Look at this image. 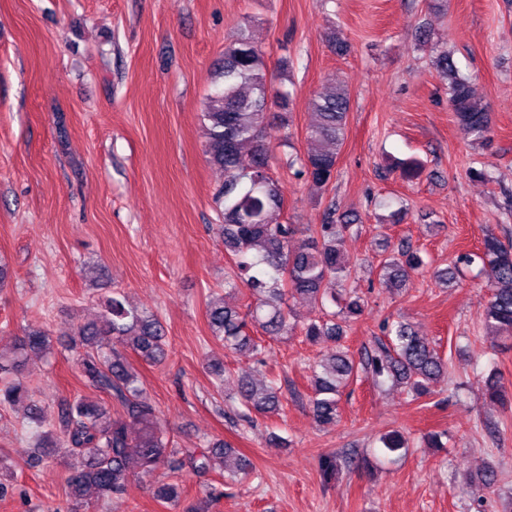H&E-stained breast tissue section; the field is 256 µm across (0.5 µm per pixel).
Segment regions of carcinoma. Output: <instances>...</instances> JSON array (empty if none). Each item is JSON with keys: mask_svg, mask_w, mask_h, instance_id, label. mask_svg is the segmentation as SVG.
<instances>
[{"mask_svg": "<svg viewBox=\"0 0 512 512\" xmlns=\"http://www.w3.org/2000/svg\"><path fill=\"white\" fill-rule=\"evenodd\" d=\"M432 65L448 80V106L462 129L472 142L487 143L491 132L488 105L475 96L471 80L458 73L445 49L433 57ZM221 78L222 87L205 102V153L209 164L224 172V182L214 196L223 219L218 231L224 238V250L234 260L224 276V289L235 292L244 285L249 303L243 313L229 307L222 296L210 299L206 317L211 336L225 349L256 360L263 352L259 332L292 335L298 331L311 345L336 343L337 350L327 361L309 365L310 406L319 425L336 422L339 397L361 375L378 387L397 384L415 399L432 394L448 364L412 324L385 321L382 336L358 358L342 344L350 320L360 316L364 306L357 289H336L351 277L340 243L353 222L331 203L323 211L322 222L298 241L293 225L273 221V214L283 204V188L269 173L272 139L285 127L282 112L292 93L282 86L275 91L274 100L267 102L270 85L265 53L248 27H239L224 45ZM271 103L279 111H269ZM309 108L307 150L292 158L289 167L295 169L297 179L326 188L336 179L345 140L348 86L331 83L326 91L313 94ZM479 258L490 288L481 313L483 329L488 336H511L512 242L487 233ZM423 266L420 254L403 245L378 264V284L402 290ZM295 296L317 308L302 324L288 305V299ZM77 336L83 349L81 370L109 402L82 397L63 400L51 421L20 379L31 357L46 352L49 336L29 331L17 339L9 354L0 352V406L26 404L36 461L65 460L66 485L75 501L69 512H80L90 491L98 501L121 494L133 462L143 474L168 464L200 475L213 470L216 460L234 455V448L224 441L210 442L199 451L172 446L138 372L125 356L130 349L152 365L167 360L165 328L155 314L130 306L124 295L114 290L103 301L101 320L84 324ZM485 393L492 401L507 400L498 372L486 377ZM233 399L249 414L268 418L282 411L280 387L273 379L257 383L239 375ZM153 498L175 508L181 501L179 485L162 484Z\"/></svg>", "mask_w": 512, "mask_h": 512, "instance_id": "cac0c4a2", "label": "carcinoma"}]
</instances>
